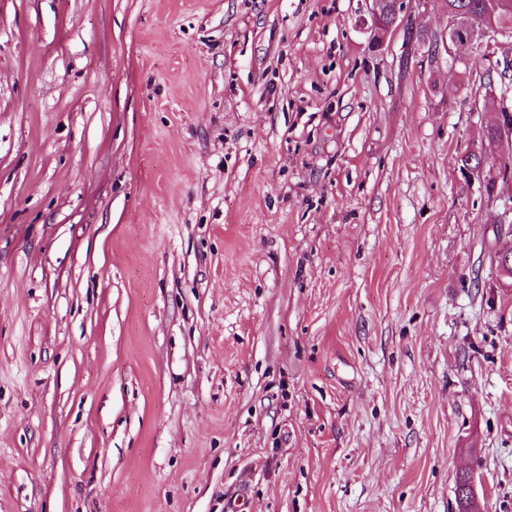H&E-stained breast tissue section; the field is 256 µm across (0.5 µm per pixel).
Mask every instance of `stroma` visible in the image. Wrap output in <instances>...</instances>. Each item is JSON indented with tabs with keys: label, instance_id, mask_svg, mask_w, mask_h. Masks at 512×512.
Here are the masks:
<instances>
[{
	"label": "stroma",
	"instance_id": "stroma-1",
	"mask_svg": "<svg viewBox=\"0 0 512 512\" xmlns=\"http://www.w3.org/2000/svg\"><path fill=\"white\" fill-rule=\"evenodd\" d=\"M359 6L0 0V512H512L496 59ZM361 2H364L366 5V13L368 14L370 23L364 14V11H362L356 19L355 25L362 30L363 33L368 35V47L373 51L381 50L385 46L388 38H390L396 29L402 24L403 18H400V14H405L412 3L418 6L427 3L425 0H391L395 18L390 24L384 26L379 23V10L382 3L381 0H361ZM370 2H372V5ZM402 3L403 7L400 8V4ZM407 3H409L408 8L406 6ZM399 20L400 23L398 24Z\"/></svg>",
	"mask_w": 512,
	"mask_h": 512
}]
</instances>
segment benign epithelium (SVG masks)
<instances>
[{
	"label": "benign epithelium",
	"instance_id": "1",
	"mask_svg": "<svg viewBox=\"0 0 512 512\" xmlns=\"http://www.w3.org/2000/svg\"><path fill=\"white\" fill-rule=\"evenodd\" d=\"M362 2L366 5V13L359 14L355 25L368 35V47L374 51L382 49L388 38L399 27L400 15L407 12L405 4L412 2L418 6L426 4V0H391L395 18L390 24L384 26L379 23L381 0H362ZM507 5H509L507 0H491L486 4V21L477 27L462 25L457 18L448 16V26L438 37V53H445L457 60L459 55L456 47L463 42L482 50L488 56L495 54L502 47L507 32L495 24L494 16Z\"/></svg>",
	"mask_w": 512,
	"mask_h": 512
}]
</instances>
